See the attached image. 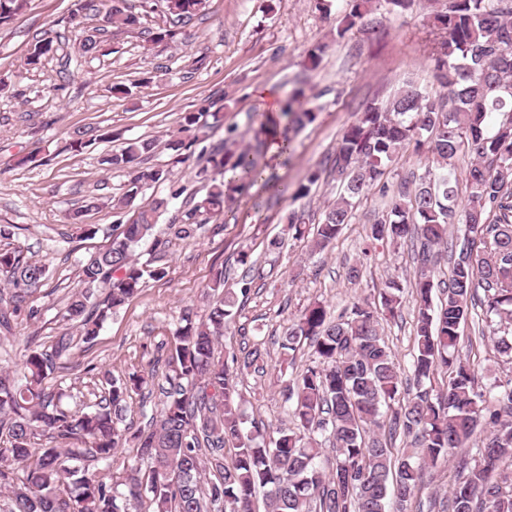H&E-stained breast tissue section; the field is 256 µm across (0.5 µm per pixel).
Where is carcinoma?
Wrapping results in <instances>:
<instances>
[{
	"label": "carcinoma",
	"instance_id": "cac0c4a2",
	"mask_svg": "<svg viewBox=\"0 0 512 512\" xmlns=\"http://www.w3.org/2000/svg\"><path fill=\"white\" fill-rule=\"evenodd\" d=\"M343 35L364 24L370 0H345ZM205 0H142L144 12H161L172 26L161 28L154 42L172 41L176 27L187 26ZM24 0H0V25L9 23ZM70 24L76 48L86 58L104 54L101 34L109 27L139 24V14L126 0H76ZM106 20L87 29V21ZM434 21L444 30L439 43L436 80L443 94L431 97L407 85L386 103H371L342 134L334 171L341 191L321 213L312 248L326 249L350 222L357 199L381 184L396 153L413 142L426 150L436 171L426 170L414 189L401 187L388 210L371 226V238L398 244L422 241L416 274L418 309L410 393L382 334V324L367 302L353 304L336 319L315 302L291 324L280 342L283 355L300 346L312 349L311 364L281 389L294 427L271 435L253 421L245 427L240 411L237 373L267 374L265 352L255 344L232 365L215 358L224 327L235 320L237 294L224 290L207 318L195 321L184 313L174 332L173 375L160 412L149 425L130 434L121 427L132 395L145 377L112 378L106 395L88 411L63 407L43 383L52 369L51 356L32 350L24 355L21 378L0 377V489L7 491L0 512H408L423 486L427 468L449 461L458 450H475L472 461L458 463V479L450 489L452 512H512V483L493 479L500 463L512 461V382L488 392L475 388V373L458 359L460 325L482 289L485 318L500 333L497 348L512 358V0H449ZM55 51L54 38L41 37L30 46L25 65L39 67ZM285 113L301 128L316 119L311 109ZM490 112L506 120L492 132ZM204 112L182 117L178 135L167 148L188 150L198 141ZM159 146L156 139H137L107 158L132 176L116 206L133 203L151 183L164 180L163 169L138 167ZM473 154L467 173L466 205L456 208L454 160ZM214 167L234 173L224 182L212 180L207 193L187 214L176 236L188 237L196 216L224 212L233 194L258 176L251 149H230L210 158ZM101 198L91 196L70 211L71 224L85 223ZM165 201L139 207L131 223L104 251L81 266V289L65 318L77 324L86 342L93 340L117 308L137 294L148 279L166 276L162 267L142 263L136 247L153 235ZM461 223L479 239L482 250L461 248L444 298L434 303L433 289L442 251L448 249V226ZM48 275V267L24 255L21 248L0 249V281L12 286L13 308L0 307V328L10 329L11 314L26 290ZM106 285L103 303L90 306L94 290ZM380 306L395 316L402 288L392 280L379 293ZM449 373L446 387L427 381L437 370ZM401 435L411 442L393 445ZM49 442L42 444V438ZM138 442L147 469L130 468L107 479L89 472L85 461L107 463L127 438ZM58 440H80V448H60Z\"/></svg>",
	"mask_w": 512,
	"mask_h": 512
}]
</instances>
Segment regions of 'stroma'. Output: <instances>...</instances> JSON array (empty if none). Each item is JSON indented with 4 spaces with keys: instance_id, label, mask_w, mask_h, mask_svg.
Returning a JSON list of instances; mask_svg holds the SVG:
<instances>
[{
    "instance_id": "35a3bbf8",
    "label": "stroma",
    "mask_w": 512,
    "mask_h": 512,
    "mask_svg": "<svg viewBox=\"0 0 512 512\" xmlns=\"http://www.w3.org/2000/svg\"><path fill=\"white\" fill-rule=\"evenodd\" d=\"M74 0H26L23 9L0 26V224H14L17 234L0 238V249L22 247L45 262L50 273L13 315L10 331L0 330V370L16 373L27 349L47 350L57 336L73 332L64 317L79 285L80 268L90 255L106 248L117 225L130 223L135 206L113 208L128 171L107 165L113 152L135 139L154 138L157 150L145 164L170 170L168 180L152 184L145 200H166L153 238L143 243L141 260L165 267L166 276L147 281L103 325L91 342L75 338L71 351L56 359L46 380L49 392L63 393V403L79 411L96 403L105 378L132 372L154 377L129 400L124 427L137 430L162 407L160 387L170 372L172 333L185 309L205 318L207 290L216 271L224 284L238 288L251 282V293L235 321L224 331L218 353L230 359L244 343L262 342L269 351L264 377L242 374L239 389L246 420L270 428L291 425L277 380L282 365L279 339L310 303H325L332 316L349 312L357 301L377 302L389 279L403 288L395 318L384 320V337L403 373H410L416 321L414 281L418 262L410 243L370 244L369 227L385 210L387 198L371 189L356 202L353 218L326 250L310 251L307 240L285 235L291 211L319 219L340 191L330 161L345 128L367 103L388 99L410 82L436 96L435 47L444 36L433 23L439 0H413L408 9L389 12L385 0H374L369 21L375 29L354 28L337 35L341 0H205L204 8L176 41L154 43L151 32L165 25L159 13L145 14L138 27L109 28L105 54L88 60L76 56L68 17ZM51 31L61 45L36 69L26 55L36 38ZM326 50L318 67L307 52ZM122 93H115V86ZM271 86L280 100L303 89L305 107L316 120L293 135L288 157L260 153L259 164L279 183L297 187L313 171L321 178L310 195L292 199L254 184L235 196L220 215H199L192 237L176 238L172 225L204 194L197 171L225 141L236 147L258 145L266 119L254 91ZM218 113L205 139L194 144L185 162L164 146L183 113L200 108ZM101 130L108 138L75 153L66 144L75 130ZM39 151V165L17 159ZM180 197H173L174 189ZM104 199L85 222L94 235L67 220L90 194ZM248 252L240 263V252ZM360 276L346 277L349 266ZM459 356L475 372L478 389L512 380V360L498 354L495 337L481 308L471 310L460 328Z\"/></svg>"
}]
</instances>
